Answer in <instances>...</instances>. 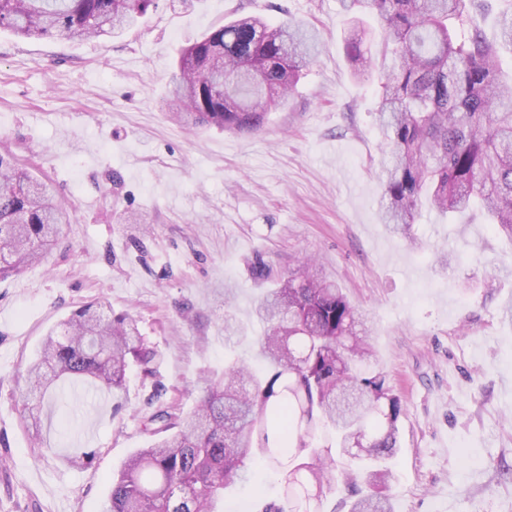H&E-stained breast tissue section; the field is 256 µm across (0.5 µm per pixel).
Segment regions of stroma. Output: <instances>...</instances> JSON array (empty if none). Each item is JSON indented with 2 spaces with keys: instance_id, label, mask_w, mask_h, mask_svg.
Here are the masks:
<instances>
[{
  "instance_id": "obj_1",
  "label": "stroma",
  "mask_w": 512,
  "mask_h": 512,
  "mask_svg": "<svg viewBox=\"0 0 512 512\" xmlns=\"http://www.w3.org/2000/svg\"><path fill=\"white\" fill-rule=\"evenodd\" d=\"M318 29L322 51L286 108L234 134L192 129L169 111L181 50L240 15ZM340 0H157L123 36L22 39L0 31V151L70 208L41 263L0 280V512H101L157 409L193 411L205 376L249 344L277 271L316 261L369 315L374 363L403 413L393 460L396 512H512V240L480 214L424 212L409 236L381 223L376 82L344 55ZM234 289L226 300L225 289ZM134 317L154 375L129 371L120 402L83 384L43 402L39 437L20 424L25 368L81 305ZM233 315L246 341L224 343ZM91 449V464L68 456ZM256 468L224 512L279 500Z\"/></svg>"
}]
</instances>
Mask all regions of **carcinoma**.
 I'll return each instance as SVG.
<instances>
[{
    "label": "carcinoma",
    "mask_w": 512,
    "mask_h": 512,
    "mask_svg": "<svg viewBox=\"0 0 512 512\" xmlns=\"http://www.w3.org/2000/svg\"><path fill=\"white\" fill-rule=\"evenodd\" d=\"M156 0H0V29L22 38L94 39L119 34ZM491 0H343L347 60L379 86L377 123L383 194L379 219L405 235L426 206L441 215L479 211L512 239V6L498 11L499 41L483 35ZM315 32L250 17L225 23L182 52L171 77V112L194 127L260 130L285 105L318 55ZM224 74V92L209 76ZM70 213L53 188L0 154V279L41 261ZM250 278L271 282L256 306L262 371L240 361L205 379L196 410L149 422L168 435L132 454L104 512H217L224 488L264 461L283 472L286 505L314 495L319 512L335 484L348 512H395L387 494L396 454L400 399L373 366L368 317L306 260L274 274L260 256ZM153 352L126 313L87 303L44 339L27 369L24 427L38 431L40 402L64 399L61 382L87 383L117 397L131 366L153 375Z\"/></svg>",
    "instance_id": "carcinoma-1"
}]
</instances>
